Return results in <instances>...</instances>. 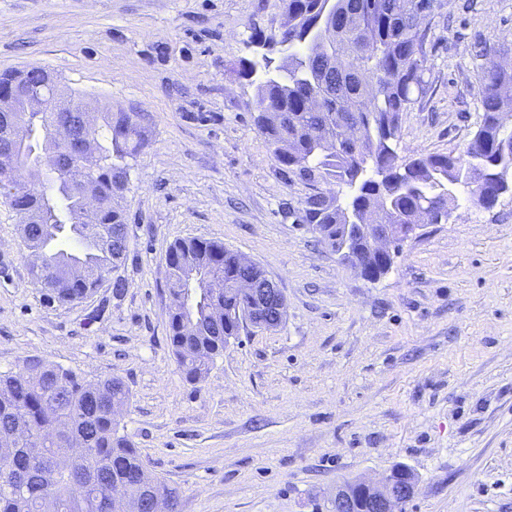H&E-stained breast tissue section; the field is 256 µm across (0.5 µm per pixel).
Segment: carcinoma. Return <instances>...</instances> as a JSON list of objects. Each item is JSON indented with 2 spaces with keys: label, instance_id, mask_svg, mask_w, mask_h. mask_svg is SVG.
I'll return each mask as SVG.
<instances>
[{
  "label": "carcinoma",
  "instance_id": "1",
  "mask_svg": "<svg viewBox=\"0 0 512 512\" xmlns=\"http://www.w3.org/2000/svg\"><path fill=\"white\" fill-rule=\"evenodd\" d=\"M292 21L267 34L253 30V44L282 46L279 58H243L238 75L255 88L256 122L279 164L305 180L334 178L351 190L349 202L330 203L320 194L305 201L303 221L319 227L333 251L348 235L341 261H364L365 243L347 224H379L387 207L391 223L410 224L415 213L429 219L452 212L456 192L473 198L490 182L512 176V67L479 78V127L463 153L399 157L401 115L425 90L426 38L420 15L432 0H283ZM323 38L324 52L308 44ZM21 86L51 88L45 71H21ZM320 97V109L305 100ZM26 150L0 143V190L17 213L25 248L42 262L31 268L34 284L52 302L79 300L99 286L128 251L125 213L114 202L124 189L128 160L148 144L145 126L129 112H103L101 123L80 125L77 135L95 145V160H76L67 170L44 171L40 161L70 154L52 137L59 112H26ZM167 256L169 339L178 369L189 382L204 377L224 353V335L239 336L235 320L224 323L215 306L240 303L235 281L252 274L237 253L217 241L183 239ZM120 378L85 381L72 369L27 360L18 372H0V512H110L123 497L130 512H146L147 498L169 499L177 512L179 492L152 475L133 442L120 432L113 408L130 401ZM78 439L84 452L67 472L56 460Z\"/></svg>",
  "mask_w": 512,
  "mask_h": 512
}]
</instances>
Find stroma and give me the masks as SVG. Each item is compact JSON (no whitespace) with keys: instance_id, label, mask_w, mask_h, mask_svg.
I'll use <instances>...</instances> for the list:
<instances>
[{"instance_id":"stroma-1","label":"stroma","mask_w":512,"mask_h":512,"mask_svg":"<svg viewBox=\"0 0 512 512\" xmlns=\"http://www.w3.org/2000/svg\"><path fill=\"white\" fill-rule=\"evenodd\" d=\"M281 0H0V72L38 65L65 90L138 113L150 142L129 162V248L79 301L32 282L0 195V371L25 360L89 381L121 378L120 425L179 491V512H318L345 480L404 465L406 512H512V192L484 208L460 191L447 223L401 246L368 281L301 220L332 180L275 159L239 77L252 29ZM426 87L404 112L403 158L460 152L481 119L482 47L512 63V0H440ZM199 238L258 263L286 298L273 330L245 326L206 377L185 380L168 335L166 253Z\"/></svg>"}]
</instances>
